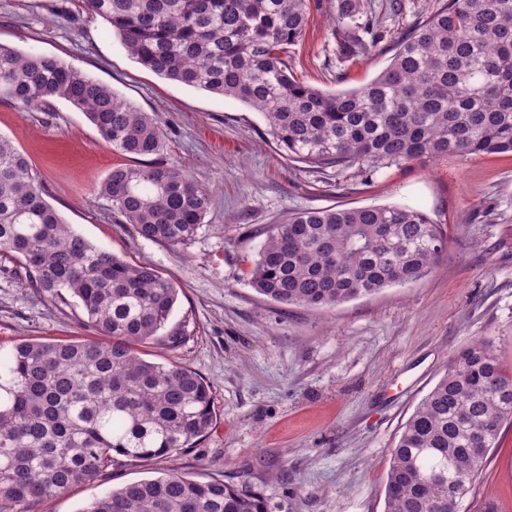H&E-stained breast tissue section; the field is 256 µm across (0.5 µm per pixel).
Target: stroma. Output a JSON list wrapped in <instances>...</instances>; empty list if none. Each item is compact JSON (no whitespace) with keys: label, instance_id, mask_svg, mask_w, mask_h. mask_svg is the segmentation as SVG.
Returning a JSON list of instances; mask_svg holds the SVG:
<instances>
[{"label":"stroma","instance_id":"stroma-1","mask_svg":"<svg viewBox=\"0 0 512 512\" xmlns=\"http://www.w3.org/2000/svg\"><path fill=\"white\" fill-rule=\"evenodd\" d=\"M378 34L338 58L336 0H310L288 65L323 90L359 88L439 0H362ZM0 44L59 57L160 121L167 156L211 190L197 236L172 248L115 218L97 187L124 163L69 104L0 101V136L28 157L64 221L96 246L156 267L179 289L166 333L146 347L210 382L216 421L194 447L144 464L123 462L33 512H79L123 484L177 472L246 486L268 512H385V483L401 428L453 357L489 341L512 373V155L450 156L368 174L314 171L290 161L262 117L240 101L156 76L80 0H0ZM409 204L448 230V251L421 280L332 309L282 306L248 271L268 232L307 208ZM74 301L32 288L0 258V353L23 339L93 340ZM460 512H512V426L501 430Z\"/></svg>","mask_w":512,"mask_h":512}]
</instances>
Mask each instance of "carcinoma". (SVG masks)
I'll use <instances>...</instances> for the list:
<instances>
[{
    "label": "carcinoma",
    "mask_w": 512,
    "mask_h": 512,
    "mask_svg": "<svg viewBox=\"0 0 512 512\" xmlns=\"http://www.w3.org/2000/svg\"><path fill=\"white\" fill-rule=\"evenodd\" d=\"M145 69L234 98L264 119L276 147L310 169L365 164L374 173L448 155L512 153V0H445L400 39L365 86L324 91L296 79L283 54L301 40L307 0H83ZM362 0H336L346 58L367 48ZM0 99L63 100L83 113L118 164L98 186L144 238L191 242L208 186L163 160L158 120L53 55L0 45ZM26 156L0 136V257L50 298H76L106 341L25 339L0 355V512L25 510L96 480L120 458L148 462L194 447L214 425L212 387L178 362L138 348L160 341L175 282L104 250L65 224ZM448 235L411 205L296 212L277 225L249 272L284 306L331 309L426 276ZM512 423V375L492 346L461 350L407 419L392 449L386 512H434L463 500ZM457 460L445 480L427 473ZM81 512H267L243 487L169 473L126 483Z\"/></svg>",
    "instance_id": "carcinoma-1"
}]
</instances>
